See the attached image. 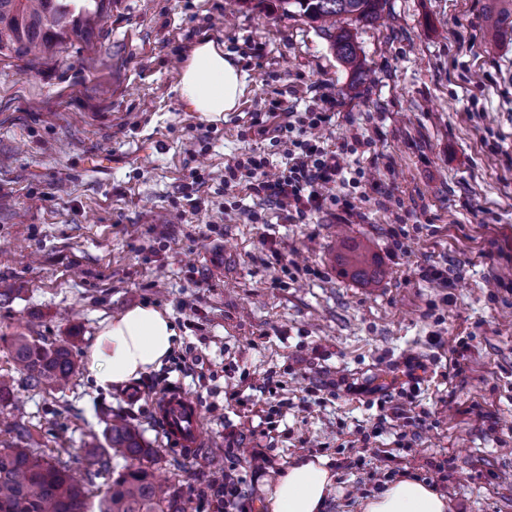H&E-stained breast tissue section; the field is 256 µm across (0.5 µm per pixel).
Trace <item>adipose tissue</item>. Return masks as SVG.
<instances>
[{"label":"adipose tissue","mask_w":512,"mask_h":512,"mask_svg":"<svg viewBox=\"0 0 512 512\" xmlns=\"http://www.w3.org/2000/svg\"><path fill=\"white\" fill-rule=\"evenodd\" d=\"M244 74L224 54L223 43L199 40L178 76V91L188 107L220 115L234 111ZM179 334L169 316L139 305L101 321L85 363L98 386L108 389L158 370L174 350ZM335 475L322 457L288 465L270 489L268 512H322ZM362 512H448V498L434 486L403 477L366 498Z\"/></svg>","instance_id":"obj_1"}]
</instances>
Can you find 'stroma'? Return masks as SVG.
<instances>
[{
    "mask_svg": "<svg viewBox=\"0 0 512 512\" xmlns=\"http://www.w3.org/2000/svg\"><path fill=\"white\" fill-rule=\"evenodd\" d=\"M490 5L384 0L380 20L349 26L364 82L281 0H112L88 40L0 60V374L15 371L12 336L71 340L80 362L100 321L137 305L180 335L160 370L119 388L85 370L52 396L16 381L0 448L22 420L83 470L109 406L163 449L193 512H217L224 474L202 464L216 445L233 451L246 512H264L267 486L303 456L336 475L323 512H359L390 472L435 486L452 512H512V34L485 52ZM204 38L246 73L220 116L177 89ZM274 99L299 113L335 100L319 135L359 139L345 165L361 184L325 193L349 210L292 223L245 187L225 192L233 158L264 159L272 180L285 168ZM340 231L371 247L378 282L339 274ZM194 356L202 374L180 371ZM173 388L200 408V447H177L154 414Z\"/></svg>",
    "mask_w": 512,
    "mask_h": 512,
    "instance_id": "stroma-1",
    "label": "stroma"
}]
</instances>
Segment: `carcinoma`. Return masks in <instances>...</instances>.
Returning a JSON list of instances; mask_svg holds the SVG:
<instances>
[{
  "instance_id": "obj_1",
  "label": "carcinoma",
  "mask_w": 512,
  "mask_h": 512,
  "mask_svg": "<svg viewBox=\"0 0 512 512\" xmlns=\"http://www.w3.org/2000/svg\"><path fill=\"white\" fill-rule=\"evenodd\" d=\"M288 8L333 35L339 60L359 80L365 69L350 32L340 23L371 22L381 17V0H282ZM487 18V45L497 47L504 29L512 30V0H495ZM111 0H0V57L39 60L63 50L71 38L90 36ZM336 263L344 276L369 281L376 276L368 251L341 241ZM12 357L26 386L51 394L76 378L79 368L70 344L40 343L18 336ZM18 444L0 448V512H192V499L183 484L157 479L161 449L147 442L137 423L123 412H109L102 435L84 441L85 475L77 476L70 461L45 457L39 448H24L31 437L22 420L12 425ZM125 460L120 471L110 470L111 455ZM112 479L98 500L91 502L90 481L101 472Z\"/></svg>"
}]
</instances>
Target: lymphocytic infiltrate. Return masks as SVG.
<instances>
[{
  "mask_svg": "<svg viewBox=\"0 0 512 512\" xmlns=\"http://www.w3.org/2000/svg\"><path fill=\"white\" fill-rule=\"evenodd\" d=\"M270 114H282L278 138L288 159L286 173L270 181L265 177L264 164L255 158H236L224 167V187L232 189L247 185L249 190L271 201L287 219H304L324 208L327 198L324 187L342 179L344 149H328L316 139H303L295 134L296 122L290 107L282 101H272Z\"/></svg>",
  "mask_w": 512,
  "mask_h": 512,
  "instance_id": "lymphocytic-infiltrate-1",
  "label": "lymphocytic infiltrate"
}]
</instances>
